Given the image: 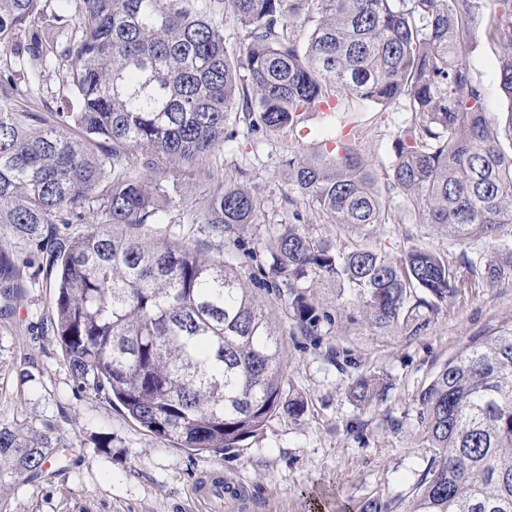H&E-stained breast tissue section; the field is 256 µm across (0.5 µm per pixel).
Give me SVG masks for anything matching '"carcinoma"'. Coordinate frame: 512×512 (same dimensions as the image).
Instances as JSON below:
<instances>
[{
    "mask_svg": "<svg viewBox=\"0 0 512 512\" xmlns=\"http://www.w3.org/2000/svg\"><path fill=\"white\" fill-rule=\"evenodd\" d=\"M52 2L0 0V49L39 24L27 79L56 64L78 100L39 126L0 98V224L44 229L64 360L146 431L234 455L272 416L304 412L283 396L279 330L224 259L165 227L150 239L116 231L154 219L170 198L164 166L214 155L239 110L253 131L292 132L337 93L375 106L404 100L413 120L393 143L386 191L355 144L341 154L294 147L288 202L365 234L390 223L386 195L400 194L423 222L494 247L481 266L462 255L473 276L490 285L512 276L502 243L512 236V57L498 74L502 115L488 111L471 66L479 34L512 49V0H67L69 13ZM225 15L247 33L236 49ZM246 85L254 97L240 94ZM259 211L241 170L208 193L193 223L229 240ZM292 219L274 242L272 274L305 333L318 317L297 291L303 279L347 282L368 320L409 337L465 283L428 248L394 258L362 241L337 247L305 232L302 211ZM59 224L93 228L61 239ZM348 394L369 407L383 391L360 376ZM417 402L431 457L410 512H512V325L467 345ZM48 464V439L0 416V472L33 477Z\"/></svg>",
    "mask_w": 512,
    "mask_h": 512,
    "instance_id": "carcinoma-1",
    "label": "carcinoma"
}]
</instances>
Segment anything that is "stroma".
<instances>
[{
  "mask_svg": "<svg viewBox=\"0 0 512 512\" xmlns=\"http://www.w3.org/2000/svg\"><path fill=\"white\" fill-rule=\"evenodd\" d=\"M507 55L484 44L471 60L495 113L508 107L496 81ZM0 73L7 76L0 97L42 119L53 120L72 98L54 68L44 72L40 91L30 90L12 53L0 55ZM339 118L362 129V152L382 175L391 164L395 136L412 115L399 102L381 111L351 100ZM229 128L233 140L197 171L167 166L164 183L178 191L161 202L156 224L187 223L202 209L214 176L246 169L260 202L257 223L230 244L201 230L194 242L205 255L232 263L268 311L281 333L284 388L304 401L303 415L272 416L236 456L178 448L145 431L120 405L75 381L51 328L55 271L35 239L0 225V263L21 290L20 300L0 298V411L24 431L47 435L58 448L51 464L30 481L0 477V512H203L191 489L211 471L247 491L244 501L225 512H359L372 496L408 512L430 456L416 397L472 340L512 325V278L460 289L429 329L411 338L369 322L347 284L305 280L301 287L320 322L313 335L302 334L287 288L273 286L269 252L271 240L291 220L288 134L251 131L240 115ZM390 204L397 223L376 226L368 241L392 256L414 245L452 264L463 252L476 261L488 255L485 242L462 244L446 228L423 223L402 197L391 196ZM362 374L387 386L383 400L364 410L347 393Z\"/></svg>",
  "mask_w": 512,
  "mask_h": 512,
  "instance_id": "1",
  "label": "stroma"
}]
</instances>
